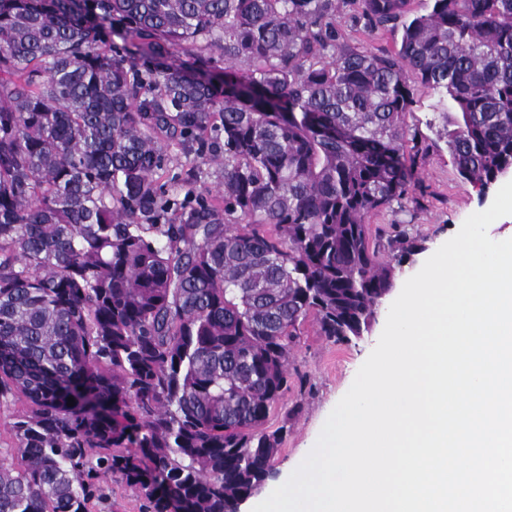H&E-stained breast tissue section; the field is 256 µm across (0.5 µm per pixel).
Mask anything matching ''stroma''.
<instances>
[{
  "mask_svg": "<svg viewBox=\"0 0 512 512\" xmlns=\"http://www.w3.org/2000/svg\"><path fill=\"white\" fill-rule=\"evenodd\" d=\"M341 41L364 45L373 50L392 51L394 37L385 30L368 31L352 9H345L337 20ZM437 97L422 89L416 94L408 127L406 150L419 156V183L411 199L393 203L371 220L381 256L396 259L388 243L396 228L423 239L425 248L396 269V287L416 274L424 262L461 228L473 213L487 209L494 192L479 194L476 187L462 180L448 151L446 140L432 126ZM392 304L384 299L368 332L349 343H337L321 336L314 318H307L290 357L292 385L271 412L269 428L287 426L288 434L276 461V484H283L305 454L314 448L330 412L350 389L357 371L376 346Z\"/></svg>",
  "mask_w": 512,
  "mask_h": 512,
  "instance_id": "1",
  "label": "stroma"
}]
</instances>
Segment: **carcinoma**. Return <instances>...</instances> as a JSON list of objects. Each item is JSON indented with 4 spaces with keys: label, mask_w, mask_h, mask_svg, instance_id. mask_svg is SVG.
<instances>
[{
    "label": "carcinoma",
    "mask_w": 512,
    "mask_h": 512,
    "mask_svg": "<svg viewBox=\"0 0 512 512\" xmlns=\"http://www.w3.org/2000/svg\"><path fill=\"white\" fill-rule=\"evenodd\" d=\"M409 2L0 0V512H112V475L239 512L275 477L300 326L357 340L394 287L369 220L417 88L461 178L512 171V0ZM347 3L398 48L340 42Z\"/></svg>",
    "instance_id": "carcinoma-1"
}]
</instances>
